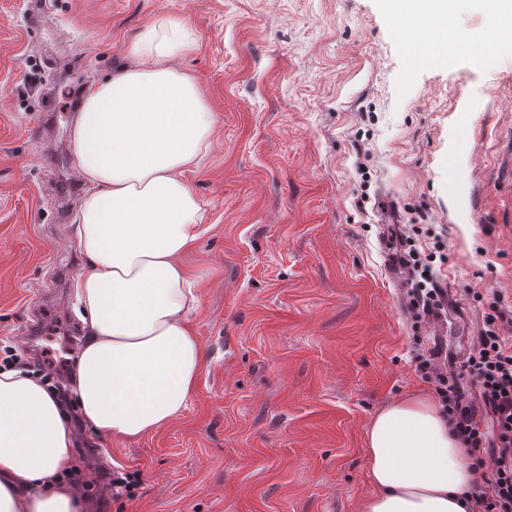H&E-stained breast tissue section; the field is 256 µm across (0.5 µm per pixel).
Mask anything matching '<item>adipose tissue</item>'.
I'll list each match as a JSON object with an SVG mask.
<instances>
[{"mask_svg": "<svg viewBox=\"0 0 512 512\" xmlns=\"http://www.w3.org/2000/svg\"><path fill=\"white\" fill-rule=\"evenodd\" d=\"M193 39L159 19L131 62L93 86L73 140L90 190L76 226L89 264L77 282L88 335L69 391L85 429L146 436L188 406L202 368L186 314L199 302L183 257L202 206L183 173L209 146L213 117L178 60ZM40 378L0 372V512H81L68 476L76 433ZM374 487L363 512H473L467 451L428 398L388 405L366 432Z\"/></svg>", "mask_w": 512, "mask_h": 512, "instance_id": "adipose-tissue-1", "label": "adipose tissue"}]
</instances>
